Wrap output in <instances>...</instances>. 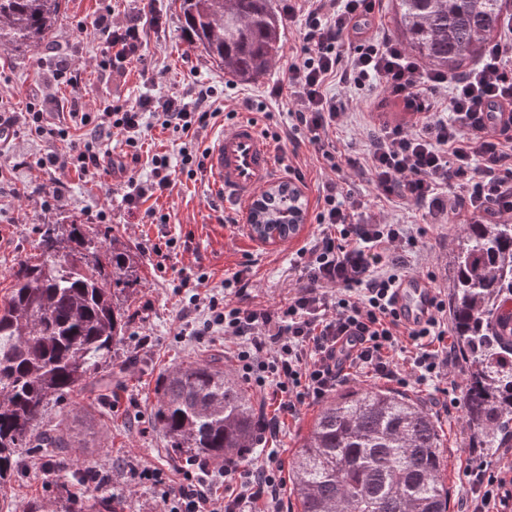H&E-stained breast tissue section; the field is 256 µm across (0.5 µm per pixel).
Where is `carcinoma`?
<instances>
[{"label": "carcinoma", "instance_id": "obj_1", "mask_svg": "<svg viewBox=\"0 0 512 512\" xmlns=\"http://www.w3.org/2000/svg\"><path fill=\"white\" fill-rule=\"evenodd\" d=\"M401 42L426 67L454 73L482 58L500 30L502 0H395ZM62 0H0V48L45 39ZM186 37L242 81L263 75L283 48L273 0H179ZM269 219L294 232L299 209L277 191ZM75 222L42 227L38 254L11 273L0 304V488L36 449L70 460L69 443L38 429L50 405L112 373L125 336L121 296L136 283V255L117 238ZM448 307L465 365L464 420L474 448L512 447V340L498 313L512 295V221L467 224L450 256ZM253 397L218 357L181 363L160 377L153 426L181 457L244 460L260 447ZM446 457L432 416L413 399L361 387L327 401L288 477L301 512H449ZM110 494L86 500L62 487L61 512H122Z\"/></svg>", "mask_w": 512, "mask_h": 512}]
</instances>
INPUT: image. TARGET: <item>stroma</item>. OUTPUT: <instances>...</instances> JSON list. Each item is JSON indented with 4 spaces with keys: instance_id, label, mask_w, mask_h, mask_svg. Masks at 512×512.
Returning <instances> with one entry per match:
<instances>
[{
    "instance_id": "1",
    "label": "stroma",
    "mask_w": 512,
    "mask_h": 512,
    "mask_svg": "<svg viewBox=\"0 0 512 512\" xmlns=\"http://www.w3.org/2000/svg\"><path fill=\"white\" fill-rule=\"evenodd\" d=\"M274 6L282 19L283 49L267 73L244 83L225 74L186 39L179 8L171 0H117L115 15L119 20L135 16L145 19L155 9L162 13L164 25L159 30H147L143 58L129 64L127 72L100 71L97 42L76 27L77 20L88 22L94 18L98 0H64L53 32L42 44L11 53L0 51V97L19 112L30 94L40 89L54 92L56 101L50 107L54 121L70 123L74 95L67 88L54 89L52 84L54 57L59 52L70 55L83 70L87 91L82 101L86 104L117 97L134 101L167 90L194 95L202 88L215 86L223 89L227 108L242 116L251 115L263 127L276 122L282 135L277 147L287 164L292 160V145L285 137L286 118L281 114V102L270 100L269 93L287 82L288 61L301 45L307 5L305 0H274ZM396 35L392 0H378L370 19L360 21L356 29L345 34L337 49L344 52L364 38L380 41ZM329 90L349 101L337 131L346 158L361 156L367 149L369 132L380 127L387 113L402 109L400 101L378 87L354 90L336 82ZM249 100L266 101L273 119H266V112L247 110L245 103ZM35 177L48 188L61 190L63 207L46 217L38 196L17 197L10 186L0 187V301L9 293L13 268L35 255L40 225L82 224L87 213L102 207L111 209L109 233L132 248L138 265L137 285L127 302L128 328L113 354L111 381L105 385L92 381L70 394L52 410L49 422L57 434L71 442L82 471L96 470L109 476L108 488L123 498L124 512H166L160 493L135 484L129 475L131 466L139 462L171 471L180 463L151 420L159 378L166 370L198 358L220 357L229 372L235 363L234 342L219 336L193 335L196 321L187 312L190 296L199 295L205 302L210 296L224 295L225 277L244 269L252 281L250 303L277 308L298 285L292 254L312 238L316 226L308 220L287 241L261 244L252 236L246 219L235 224L225 222L224 205L210 194L202 176L194 181L176 177L171 194L155 201L157 210L171 215L166 224H152L141 214L129 212L122 201L123 177L85 180L53 170L36 172ZM345 177L354 198L366 202L368 215L384 222L412 224L421 230L418 248L405 253L404 259L412 273L433 272V287L439 295H446L451 250L462 225L444 226L427 209L411 207L396 198L376 197L354 169H346ZM168 239L175 240L176 246L161 270L156 266L153 247ZM203 273L207 281L197 284V277ZM463 378L464 366L459 363L450 368L447 378L409 391L439 428L448 458L444 479L455 504L468 490L464 473L470 458L493 462L501 455L497 448L471 447L462 412L450 413L437 404L442 389L462 385ZM321 407V401L311 399L295 414L283 416L273 447L284 463H291ZM70 480V471L57 467L55 458L27 454L19 474L0 489V512H22L24 505L34 500L56 507L58 486Z\"/></svg>"
}]
</instances>
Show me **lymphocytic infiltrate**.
<instances>
[{
    "instance_id": "obj_1",
    "label": "lymphocytic infiltrate",
    "mask_w": 512,
    "mask_h": 512,
    "mask_svg": "<svg viewBox=\"0 0 512 512\" xmlns=\"http://www.w3.org/2000/svg\"><path fill=\"white\" fill-rule=\"evenodd\" d=\"M302 46L288 65L287 88H274V97L289 95L287 112L294 148L314 149L316 159L332 173L317 199L318 232L294 258L303 282L274 310L239 305L250 281L242 272L225 279L231 296L210 298L199 336H221L237 343L235 367L259 393H271L277 417L262 421L263 432L277 435L281 415L294 414L309 399H320L349 381L370 372L402 386L447 377L456 346L448 336V304L437 300L434 316L407 327L400 323L394 288L404 275V262L393 257L399 245L416 249L409 224H385L362 217L360 201L346 191L341 152L330 138L347 111L344 101L330 95L333 80L361 89L380 86L405 109L421 115L412 130L399 127L372 131L363 158L350 160L382 198L406 204H444L449 215L465 211L475 220L493 222L512 215V130L489 128L485 113L499 103L512 104V14L487 48L481 62L455 78L427 70L395 39L367 40L341 55L336 44L356 22L373 13L376 0H309ZM107 0L91 22H78L100 44L99 69L126 68L143 56V28L136 21L114 22ZM450 86L446 101H438V87ZM52 99L33 95L26 111H0V132L44 147L35 165L97 178L113 167L102 150L112 136H121L126 158L148 161L147 180L129 178L123 201L148 219L168 223L169 217L149 207L148 199L171 193L174 173L196 178L203 172L206 153L199 143L202 131L224 119L214 91L187 98L175 91L117 99L93 112L73 109L77 126L52 121ZM161 128L182 143L177 156L157 152L143 158L146 131ZM66 143L65 152L55 149ZM355 340L357 349L346 365H337L336 343ZM283 464L268 453L260 465L245 469L239 481L225 485L223 497L213 496L209 481L230 472L229 465L188 458L178 479L164 469L142 464L133 474L140 484L161 492L169 512H283L280 497ZM468 492L459 512H503L512 502V453L496 463L472 460L466 469Z\"/></svg>"
}]
</instances>
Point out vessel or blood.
Instances as JSON below:
<instances>
[{
    "label": "vessel or blood",
    "mask_w": 512,
    "mask_h": 512,
    "mask_svg": "<svg viewBox=\"0 0 512 512\" xmlns=\"http://www.w3.org/2000/svg\"><path fill=\"white\" fill-rule=\"evenodd\" d=\"M279 172L276 151L260 126L244 118L225 127L207 146L205 176L225 208L247 209L268 189ZM435 288L422 276L402 278L395 290V305L402 323H424L434 312Z\"/></svg>",
    "instance_id": "obj_1"
}]
</instances>
